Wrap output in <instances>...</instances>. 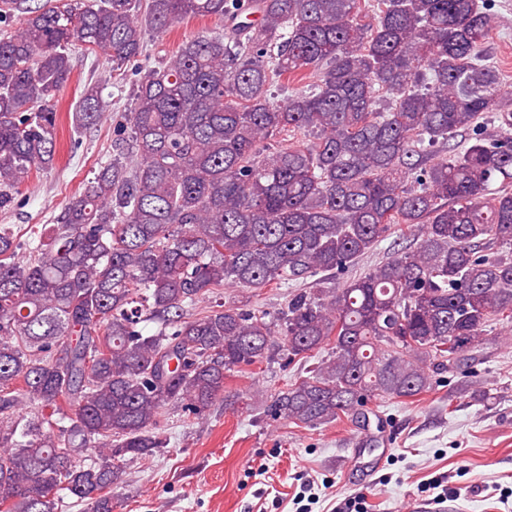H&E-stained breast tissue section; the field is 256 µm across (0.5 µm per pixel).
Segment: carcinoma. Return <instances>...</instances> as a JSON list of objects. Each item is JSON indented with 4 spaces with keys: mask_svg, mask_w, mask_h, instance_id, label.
Instances as JSON below:
<instances>
[{
    "mask_svg": "<svg viewBox=\"0 0 512 512\" xmlns=\"http://www.w3.org/2000/svg\"><path fill=\"white\" fill-rule=\"evenodd\" d=\"M16 13L0 34L2 211L54 165L76 50L116 76L146 24L223 29L144 72L53 224L24 239L0 224V512H62L66 495L112 512L124 465L166 447L165 411L202 417L229 372L275 353L313 364L272 416L366 425L512 325V96L481 50L488 0H0V20ZM109 107L85 86L76 128ZM391 235L413 244L341 286L320 278ZM308 278L274 313L220 302ZM456 394L485 398L471 379Z\"/></svg>",
    "mask_w": 512,
    "mask_h": 512,
    "instance_id": "cac0c4a2",
    "label": "carcinoma"
}]
</instances>
